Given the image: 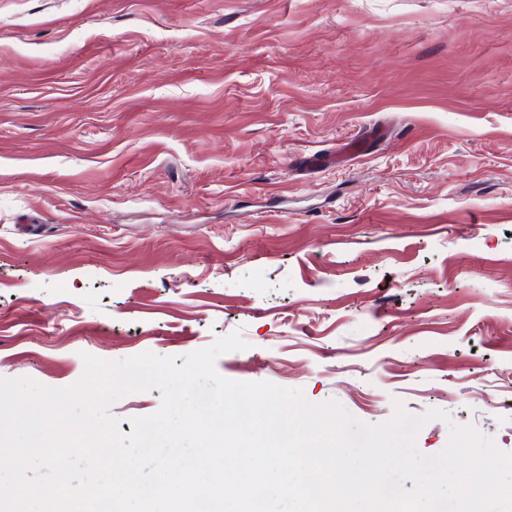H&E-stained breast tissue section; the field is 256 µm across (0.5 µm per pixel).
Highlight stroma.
Listing matches in <instances>:
<instances>
[{"label":"stroma","mask_w":512,"mask_h":512,"mask_svg":"<svg viewBox=\"0 0 512 512\" xmlns=\"http://www.w3.org/2000/svg\"><path fill=\"white\" fill-rule=\"evenodd\" d=\"M234 331L227 379L512 453V0H0V377Z\"/></svg>","instance_id":"obj_1"}]
</instances>
